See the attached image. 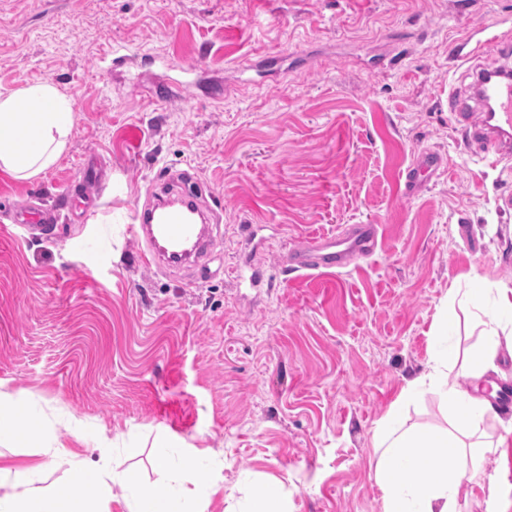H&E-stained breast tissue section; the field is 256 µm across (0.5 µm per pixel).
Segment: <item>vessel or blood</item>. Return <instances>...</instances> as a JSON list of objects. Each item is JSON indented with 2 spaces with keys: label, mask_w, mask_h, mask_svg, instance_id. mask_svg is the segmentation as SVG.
<instances>
[{
  "label": "vessel or blood",
  "mask_w": 512,
  "mask_h": 512,
  "mask_svg": "<svg viewBox=\"0 0 512 512\" xmlns=\"http://www.w3.org/2000/svg\"><path fill=\"white\" fill-rule=\"evenodd\" d=\"M492 48L497 61L488 65L480 57ZM472 81L467 93L450 92L448 115L463 134L464 144L486 145L494 164L512 162V35L494 34L473 50ZM200 184L194 177L153 183L147 202L137 213L131 230L144 244L142 261L150 266L189 269L194 279L210 275L206 258L213 244L211 232L198 225ZM59 213L54 207L25 204L15 208L17 226L52 234ZM379 244L374 224H351L329 237L310 239L288 254L292 270L328 273L344 268L354 255H372Z\"/></svg>",
  "instance_id": "obj_1"
}]
</instances>
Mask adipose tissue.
Returning <instances> with one entry per match:
<instances>
[{"mask_svg":"<svg viewBox=\"0 0 512 512\" xmlns=\"http://www.w3.org/2000/svg\"><path fill=\"white\" fill-rule=\"evenodd\" d=\"M73 125L71 102L54 84L0 93V171L17 180L45 174L65 154ZM463 324L481 336L464 352L455 343ZM503 349L512 352V285L476 275L453 283L431 328L426 372L407 381L373 434L383 512H461L458 489L477 480L479 470L464 463L449 467V457L463 456L469 445L494 453L506 443L484 428L493 407L479 386ZM460 363L473 388L450 384L449 372ZM425 388L445 397L447 427L405 425L404 407ZM48 455L67 467L65 479L51 488L43 485ZM25 456L20 462L0 452V512H112L116 484L124 491L125 512H184L183 500L195 496L185 487L163 492L132 471L115 472L105 449L91 464L58 447L33 448Z\"/></svg>","mask_w":512,"mask_h":512,"instance_id":"ef3b65f1","label":"adipose tissue"}]
</instances>
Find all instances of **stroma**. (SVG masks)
<instances>
[{"instance_id":"stroma-1","label":"stroma","mask_w":512,"mask_h":512,"mask_svg":"<svg viewBox=\"0 0 512 512\" xmlns=\"http://www.w3.org/2000/svg\"><path fill=\"white\" fill-rule=\"evenodd\" d=\"M512 30V0H0V91L55 84L73 107L69 149L44 176L0 172V226L56 205L60 230L0 235V395L31 416L29 446L172 488L158 444L209 448L195 475L207 512H247L266 478L288 512H382L372 436L428 359L456 278L512 283V177L458 146L448 94L485 31ZM442 165L407 193L420 152ZM186 170L223 243L215 273L141 263L129 231L151 181ZM346 224L380 248L307 276L288 253ZM266 288L240 285L245 257ZM410 425L444 428L422 391ZM462 512H512V412Z\"/></svg>"}]
</instances>
